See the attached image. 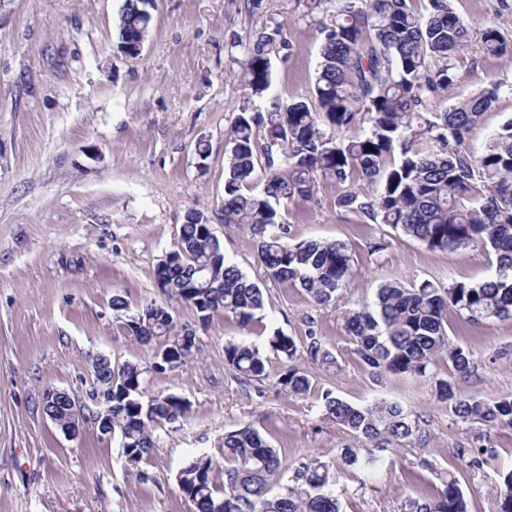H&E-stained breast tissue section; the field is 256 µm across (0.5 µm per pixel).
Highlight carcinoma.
Instances as JSON below:
<instances>
[{"label": "carcinoma", "mask_w": 512, "mask_h": 512, "mask_svg": "<svg viewBox=\"0 0 512 512\" xmlns=\"http://www.w3.org/2000/svg\"><path fill=\"white\" fill-rule=\"evenodd\" d=\"M307 15L318 21L323 38L313 82V102L275 98L263 112H241L231 126L224 170V224L250 234L266 278L298 286L316 306L340 300L355 277L350 248L341 241L293 243L279 206L294 197L311 198L322 183L342 188L337 205L375 224H387L430 250L491 249L495 274L479 283L455 282L446 288L429 283L406 288L387 282L376 300L348 312L346 331L357 345L364 370L375 382L386 374L425 376L444 359L453 371L471 372L470 351L453 345L448 311L469 320L512 317V119L492 136L480 155L460 149L464 134L490 108L502 84L438 112L432 104L460 82L461 58L472 44L473 26L456 16L448 0H304ZM153 12L143 0H124L116 29L117 48L126 52L123 33L150 31ZM276 27L242 45L239 82L250 98L262 99L272 85L270 54ZM487 54L512 58V40L494 26L479 30ZM399 155L398 161L391 160ZM364 181L372 195L355 184ZM180 225L175 249L157 264L155 278L170 298L191 305L199 321L222 311L243 327L262 319L263 291L227 259L212 225ZM112 310L125 312V325L158 349L151 366L125 362L116 378L104 377L88 394L95 401L112 392V427L127 462L138 464L157 447L163 430L184 418L185 400L171 394L146 395L144 374L164 371L190 357L196 336H185L173 309L152 300L128 313L124 299L112 296ZM285 359L277 385L289 395L305 396L312 383L298 364L308 360L331 366L335 355L309 334L303 349L282 331L267 340ZM264 348L229 341L224 363L242 386L267 379ZM439 401L450 403L462 421L489 428L512 426V400L493 404L461 399L452 378L435 379ZM320 411L363 448L341 449V464L372 472L386 461L372 448L399 445L418 433L410 413L382 399L355 405L327 391ZM213 460L199 455L180 469L178 488L195 512H340L329 488V470L318 461L302 464L292 484L271 494L282 473L276 449L251 426L224 433V484L217 487ZM442 488L433 496L407 497L400 512H467L455 477L438 474Z\"/></svg>", "instance_id": "carcinoma-1"}]
</instances>
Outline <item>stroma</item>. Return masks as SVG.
I'll return each instance as SVG.
<instances>
[{"instance_id": "obj_1", "label": "stroma", "mask_w": 512, "mask_h": 512, "mask_svg": "<svg viewBox=\"0 0 512 512\" xmlns=\"http://www.w3.org/2000/svg\"><path fill=\"white\" fill-rule=\"evenodd\" d=\"M123 3L0 0V512H193L177 472L205 454L223 483L224 434L245 425L288 470L325 464L342 512H399L404 497L436 494L439 469L456 476L468 512H497L500 474L512 468V426L461 421L426 377L389 374L374 383L345 330L349 310L371 302L381 284L479 282L494 271L495 254L430 250L339 208L336 187L325 184L280 211L291 241L351 248L357 274L344 298L316 306L301 288L266 280L251 236L222 220L224 150L238 113L265 108L236 79L242 41L281 25L269 95L310 97L321 35L303 0H156L135 60L116 48ZM449 6L474 28L490 24L512 39V0ZM462 65L467 76L452 100L504 84L461 144L478 155L512 119V62L476 42ZM190 211L208 217L225 255L262 289L267 331L300 343L320 336L337 362L307 363L314 394L288 396L276 383L283 361L271 352L261 387L240 388L224 345L255 341L257 331L220 312L199 323L193 308L171 302L178 320L194 326L195 350L178 367L148 373L145 389L185 399L190 410L134 467L119 436H102L93 419L76 438L65 436L44 413L42 394L55 387L87 402L99 355L153 362L155 345L127 330L111 300L123 296L132 311L169 302L155 268ZM448 336L473 355L472 372L453 377L459 397L512 399V318L470 321L452 312ZM326 391L355 404L394 398L426 438L386 448L387 465L375 474L345 467L340 450L353 439L320 412ZM142 471L148 481L139 480Z\"/></svg>"}]
</instances>
